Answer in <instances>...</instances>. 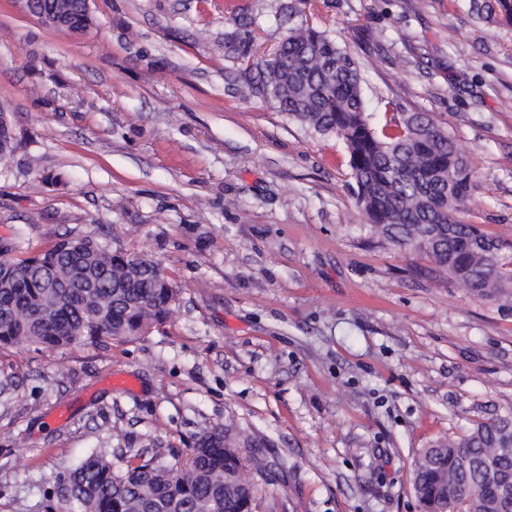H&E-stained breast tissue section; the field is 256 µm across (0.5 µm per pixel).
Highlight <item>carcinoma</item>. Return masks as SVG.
<instances>
[{
    "label": "carcinoma",
    "instance_id": "carcinoma-1",
    "mask_svg": "<svg viewBox=\"0 0 512 512\" xmlns=\"http://www.w3.org/2000/svg\"><path fill=\"white\" fill-rule=\"evenodd\" d=\"M512 20V0H472L478 18L493 7ZM245 79L251 97L320 135L341 138L357 200L371 232L423 253L418 278L448 275L478 298L512 288V242L466 220L474 190L469 161L448 131L420 113L393 112L374 127L360 67L326 32L298 26ZM177 292L153 259L68 236L23 258H0V348L52 351L106 339L132 340L161 324ZM251 436L212 427L178 467L160 458L118 472L112 454L91 452L64 478L60 512H254V474L267 467ZM512 476V413L422 449L413 489L423 512H512L489 470Z\"/></svg>",
    "mask_w": 512,
    "mask_h": 512
}]
</instances>
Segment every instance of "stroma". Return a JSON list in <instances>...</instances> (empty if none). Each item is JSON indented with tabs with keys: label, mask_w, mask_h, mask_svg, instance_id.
Instances as JSON below:
<instances>
[{
	"label": "stroma",
	"mask_w": 512,
	"mask_h": 512,
	"mask_svg": "<svg viewBox=\"0 0 512 512\" xmlns=\"http://www.w3.org/2000/svg\"><path fill=\"white\" fill-rule=\"evenodd\" d=\"M48 28L0 0V243L81 235L178 293L132 341L0 350V512H51L91 449L181 465L197 434L264 443L255 512H422L418 452L512 411V288L473 298L373 237L341 140L243 98L291 28L357 58L375 124L429 113L474 171L467 218L512 241V26L471 0H90ZM135 382L119 385V378Z\"/></svg>",
	"instance_id": "stroma-1"
}]
</instances>
